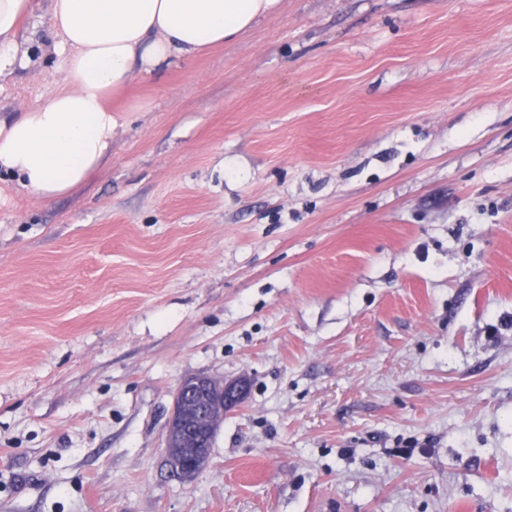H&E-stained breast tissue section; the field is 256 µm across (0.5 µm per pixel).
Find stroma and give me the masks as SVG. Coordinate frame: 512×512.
I'll return each mask as SVG.
<instances>
[{"instance_id": "obj_1", "label": "stroma", "mask_w": 512, "mask_h": 512, "mask_svg": "<svg viewBox=\"0 0 512 512\" xmlns=\"http://www.w3.org/2000/svg\"><path fill=\"white\" fill-rule=\"evenodd\" d=\"M110 104L85 185L0 199V512H512V0H281ZM195 374L250 390L184 483Z\"/></svg>"}]
</instances>
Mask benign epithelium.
<instances>
[{"mask_svg":"<svg viewBox=\"0 0 512 512\" xmlns=\"http://www.w3.org/2000/svg\"><path fill=\"white\" fill-rule=\"evenodd\" d=\"M247 389L243 378L227 383L206 374L187 376L178 383L163 446L172 476L186 482L209 464L224 413L243 402Z\"/></svg>","mask_w":512,"mask_h":512,"instance_id":"benign-epithelium-1","label":"benign epithelium"}]
</instances>
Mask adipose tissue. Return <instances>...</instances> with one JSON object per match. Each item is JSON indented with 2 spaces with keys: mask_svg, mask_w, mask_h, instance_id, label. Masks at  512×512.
Returning a JSON list of instances; mask_svg holds the SVG:
<instances>
[{
  "mask_svg": "<svg viewBox=\"0 0 512 512\" xmlns=\"http://www.w3.org/2000/svg\"><path fill=\"white\" fill-rule=\"evenodd\" d=\"M281 0H50L62 87L29 111L0 114V198L13 186L49 203L109 161L110 94L189 62L275 14ZM32 0H0V77L26 63L13 46Z\"/></svg>",
  "mask_w": 512,
  "mask_h": 512,
  "instance_id": "adipose-tissue-1",
  "label": "adipose tissue"
}]
</instances>
